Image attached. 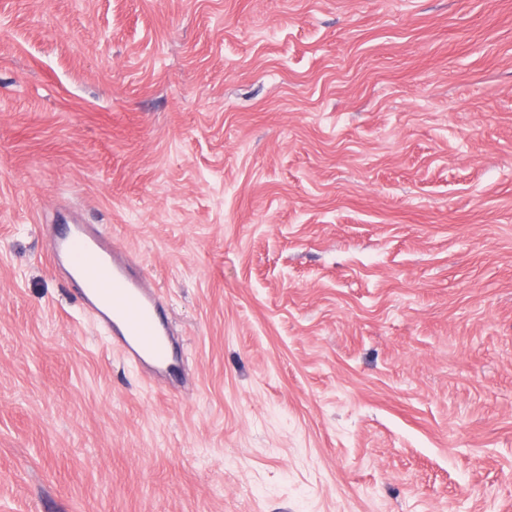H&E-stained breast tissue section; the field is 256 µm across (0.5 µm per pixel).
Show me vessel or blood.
<instances>
[{
    "label": "vessel or blood",
    "instance_id": "1",
    "mask_svg": "<svg viewBox=\"0 0 512 512\" xmlns=\"http://www.w3.org/2000/svg\"><path fill=\"white\" fill-rule=\"evenodd\" d=\"M48 258L74 286L84 312L111 336L114 351L144 367L149 381H166L177 362V338L161 293L140 268L105 233L75 222L50 236Z\"/></svg>",
    "mask_w": 512,
    "mask_h": 512
}]
</instances>
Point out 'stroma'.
<instances>
[{
  "instance_id": "1",
  "label": "stroma",
  "mask_w": 512,
  "mask_h": 512,
  "mask_svg": "<svg viewBox=\"0 0 512 512\" xmlns=\"http://www.w3.org/2000/svg\"><path fill=\"white\" fill-rule=\"evenodd\" d=\"M0 512H512V0H0ZM59 226L47 252L54 272L75 287L84 312L112 336L114 351L146 368L149 381L165 382L177 362V338L159 289L96 227Z\"/></svg>"
}]
</instances>
